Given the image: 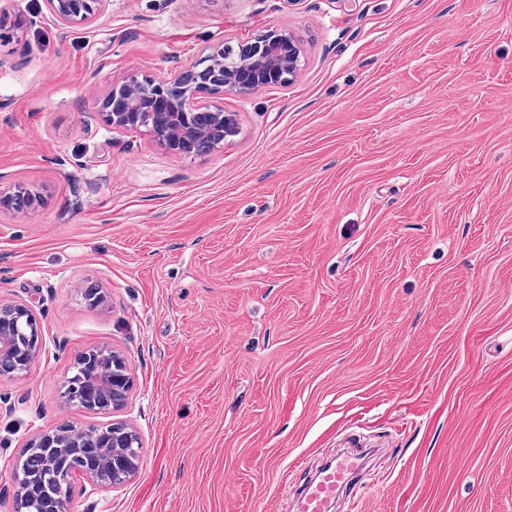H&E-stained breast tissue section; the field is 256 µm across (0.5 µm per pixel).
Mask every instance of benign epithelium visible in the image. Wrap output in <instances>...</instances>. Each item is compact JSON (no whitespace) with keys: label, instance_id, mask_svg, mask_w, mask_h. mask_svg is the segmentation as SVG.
Masks as SVG:
<instances>
[{"label":"benign epithelium","instance_id":"obj_1","mask_svg":"<svg viewBox=\"0 0 512 512\" xmlns=\"http://www.w3.org/2000/svg\"><path fill=\"white\" fill-rule=\"evenodd\" d=\"M47 2L54 20L66 31L89 21L107 0ZM300 64L301 49L294 35L285 27L269 30L238 49L228 43L217 46L205 60L173 77H131L112 89L104 105L105 117L112 127L124 129L147 127L154 118L164 128L158 140L174 151L195 155L201 140L208 139L216 147L235 132L234 115L201 102V95L246 94L259 86L285 84L297 73ZM34 201L22 188L0 193V208L24 210ZM41 336L40 322L27 306H0V364H11L9 374L22 376L29 371L39 356ZM106 355L112 360V369L96 368L91 372V389L81 384L74 389L82 394L91 392L90 404H106L114 409L126 404L133 381L120 354L108 350ZM93 437L95 431L71 424L34 436L27 447L37 448L39 452L16 466L18 485L36 477L52 483L60 501L55 512H65V494L73 483L89 480L111 490L123 487L137 468V462L126 452L133 444L114 435L104 444L108 467L99 470L97 464H89L76 453Z\"/></svg>","mask_w":512,"mask_h":512}]
</instances>
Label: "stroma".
<instances>
[{"mask_svg": "<svg viewBox=\"0 0 512 512\" xmlns=\"http://www.w3.org/2000/svg\"><path fill=\"white\" fill-rule=\"evenodd\" d=\"M285 27L301 67L210 104L237 132L185 155L103 116ZM0 304L42 327L0 375V512L63 422L131 423L137 472L68 512H287L348 435L384 447L337 512H512V0H107L61 35L0 0ZM99 285L89 306L85 286ZM121 354L122 409L65 405Z\"/></svg>", "mask_w": 512, "mask_h": 512, "instance_id": "35a3bbf8", "label": "stroma"}]
</instances>
